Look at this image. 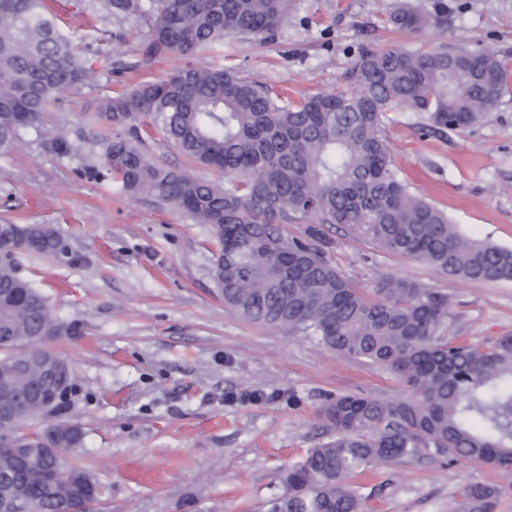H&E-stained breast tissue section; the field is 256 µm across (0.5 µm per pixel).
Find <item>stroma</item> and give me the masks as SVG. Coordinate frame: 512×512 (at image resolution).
<instances>
[{"mask_svg":"<svg viewBox=\"0 0 512 512\" xmlns=\"http://www.w3.org/2000/svg\"><path fill=\"white\" fill-rule=\"evenodd\" d=\"M86 57L108 66L79 92L55 100L24 146L0 152V218L53 224L66 254L23 259L58 325L45 345L70 366L73 387L58 421L78 423L64 455L96 480V512H268L281 475L328 436L327 394L399 395L375 367L346 360L311 336L249 323L225 309L210 277L207 225L125 193L103 166L111 129L93 115L103 95L186 65L138 61L148 25L111 14L106 0H46ZM407 0H290L274 40L229 37L217 65L300 100L336 92L360 48L415 51L458 43L494 54L512 73V0H423L433 24L409 33L393 17ZM401 108L386 132L399 178L448 212L460 232L512 247V90L466 132L422 133ZM329 254L360 288L385 276L447 295L448 337L512 334V282H463L432 266L379 252L328 229ZM472 463L424 460L360 477L365 512H458L465 485L501 482Z\"/></svg>","mask_w":512,"mask_h":512,"instance_id":"stroma-1","label":"stroma"}]
</instances>
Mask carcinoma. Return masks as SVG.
I'll use <instances>...</instances> for the list:
<instances>
[{
	"label": "carcinoma",
	"instance_id": "obj_1",
	"mask_svg": "<svg viewBox=\"0 0 512 512\" xmlns=\"http://www.w3.org/2000/svg\"><path fill=\"white\" fill-rule=\"evenodd\" d=\"M117 16L151 19L139 63L214 50L229 36L271 37L287 22L289 0H108ZM394 22L411 31L431 23L419 5ZM43 0H0V149L13 150L50 103L93 80ZM508 89L492 54L458 46L416 53L363 49L349 87L291 103L230 68L191 64L159 80L100 97L98 119L112 127L105 168L130 195L169 203L209 227L219 246L210 275L224 305L239 317L313 336L324 348L392 375L402 395H331L320 412L327 440L285 470L283 494L270 512H363L356 477L382 465L423 458L489 465L512 473V336L492 342L444 335L448 297L387 276L368 291L329 257L322 226L335 225L377 249L425 262L461 281H512V248L462 235L448 215L398 178L386 135L388 113L409 107L425 115L422 130L465 131ZM150 125L187 159L182 168L156 162L141 134ZM224 173V182L199 170ZM287 224H304L290 236ZM0 333L21 351L34 336L57 334L47 298L22 277L21 258L57 255L63 237L53 224L0 222ZM16 356H0V401L42 378ZM51 412L28 405L0 434L37 448H75L73 423L40 434L26 423ZM35 455L29 477L0 483V496L36 501L61 512L97 496L82 468L64 465L53 495ZM504 488L469 484L460 512H497Z\"/></svg>",
	"mask_w": 512,
	"mask_h": 512
}]
</instances>
